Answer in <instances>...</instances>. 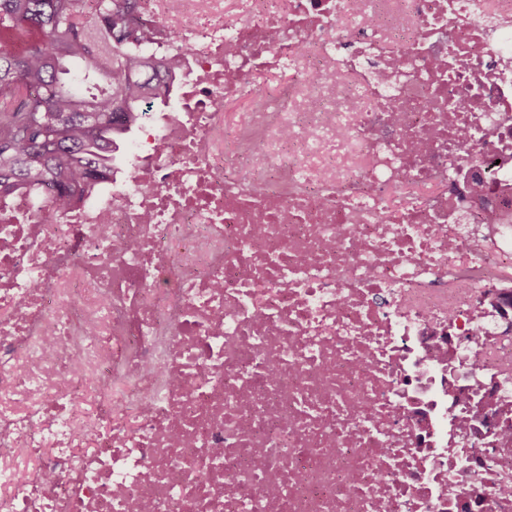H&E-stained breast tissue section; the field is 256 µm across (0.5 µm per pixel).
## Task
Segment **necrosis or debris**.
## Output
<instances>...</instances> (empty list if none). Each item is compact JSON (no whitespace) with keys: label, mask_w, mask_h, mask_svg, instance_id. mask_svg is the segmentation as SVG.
<instances>
[{"label":"necrosis or debris","mask_w":512,"mask_h":512,"mask_svg":"<svg viewBox=\"0 0 512 512\" xmlns=\"http://www.w3.org/2000/svg\"><path fill=\"white\" fill-rule=\"evenodd\" d=\"M140 17L111 176L0 196V512H512V0Z\"/></svg>","instance_id":"1"}]
</instances>
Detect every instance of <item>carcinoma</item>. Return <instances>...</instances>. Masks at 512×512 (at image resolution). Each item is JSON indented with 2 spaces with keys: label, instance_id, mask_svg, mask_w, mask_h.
<instances>
[{
  "label": "carcinoma",
  "instance_id": "carcinoma-1",
  "mask_svg": "<svg viewBox=\"0 0 512 512\" xmlns=\"http://www.w3.org/2000/svg\"><path fill=\"white\" fill-rule=\"evenodd\" d=\"M0 0V193L59 200L112 174L126 115L155 104L139 0Z\"/></svg>",
  "mask_w": 512,
  "mask_h": 512
}]
</instances>
